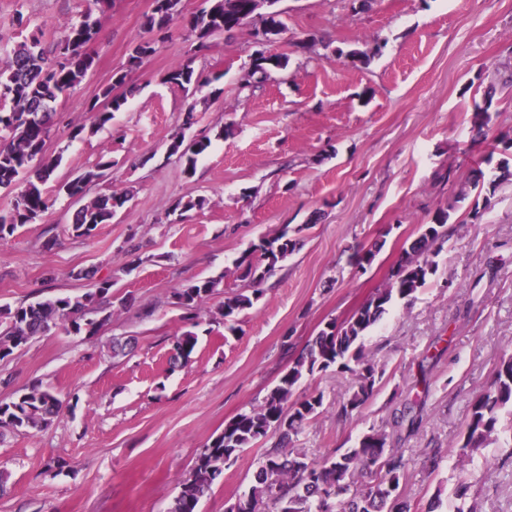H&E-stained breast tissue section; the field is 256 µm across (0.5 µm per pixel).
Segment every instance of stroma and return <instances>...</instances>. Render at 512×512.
Segmentation results:
<instances>
[{
    "mask_svg": "<svg viewBox=\"0 0 512 512\" xmlns=\"http://www.w3.org/2000/svg\"><path fill=\"white\" fill-rule=\"evenodd\" d=\"M152 0H0V40L41 30L51 44L84 13L100 34L86 48L94 68L56 102L58 123L46 149L61 156L54 181L114 165L88 197L126 192L131 200L89 237L72 235L75 209L57 198L41 220L0 242V308L77 295L111 279L112 316L94 334L60 329L0 359V400L35 383L64 401L48 428L7 433L0 469L10 474L0 512H167L208 441L238 413L263 401L294 358L331 320H344L385 288L420 225L454 200L473 170L494 178L512 163V0H378L362 13L354 0H281L287 34L270 52L289 57L253 90L238 86L255 50L250 28L211 38L197 51L181 22L139 68L129 66L145 36ZM312 39L314 52L297 49ZM371 53L369 64L337 49ZM221 74L218 88L185 93L168 79L178 65ZM125 105L101 131L87 104L117 75ZM495 86L487 138L476 135L475 106ZM196 122L184 127L186 112ZM209 136L192 173L166 156L178 132ZM454 182H447V173ZM205 198L176 217L179 201ZM455 201V200H454ZM458 203V202H457ZM454 236L436 258V276L412 300L397 301L365 338L383 380L360 415L343 416L349 374L329 369L304 378L296 397L320 392L322 411L298 444L323 458L351 447L369 428L390 429L396 401L424 403L420 429L402 443L410 460L402 493L411 512H451L459 478L478 512H512V460L489 446L461 460L460 439L473 398L512 354V180L495 191L470 190L448 222ZM298 239L253 308L232 324L212 316L224 298L247 290L237 263L252 243L281 232ZM378 247L365 269L352 268L359 247ZM198 343L189 362L170 364L186 310L176 289L208 279ZM132 351L113 357V339ZM444 460L424 465L431 449ZM260 447L244 449L204 497L198 512H224L247 490Z\"/></svg>",
    "mask_w": 512,
    "mask_h": 512,
    "instance_id": "stroma-1",
    "label": "stroma"
}]
</instances>
